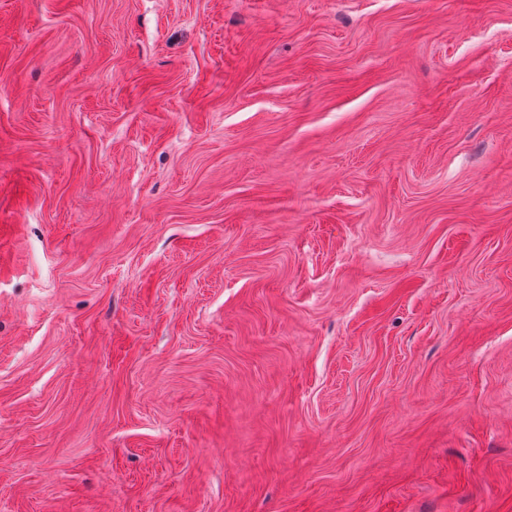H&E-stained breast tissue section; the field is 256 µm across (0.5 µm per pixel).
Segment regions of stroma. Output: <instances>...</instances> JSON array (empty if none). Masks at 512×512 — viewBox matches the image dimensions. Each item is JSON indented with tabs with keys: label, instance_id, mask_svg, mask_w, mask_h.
Wrapping results in <instances>:
<instances>
[{
	"label": "stroma",
	"instance_id": "1",
	"mask_svg": "<svg viewBox=\"0 0 512 512\" xmlns=\"http://www.w3.org/2000/svg\"><path fill=\"white\" fill-rule=\"evenodd\" d=\"M0 512H512V0H0Z\"/></svg>",
	"mask_w": 512,
	"mask_h": 512
}]
</instances>
